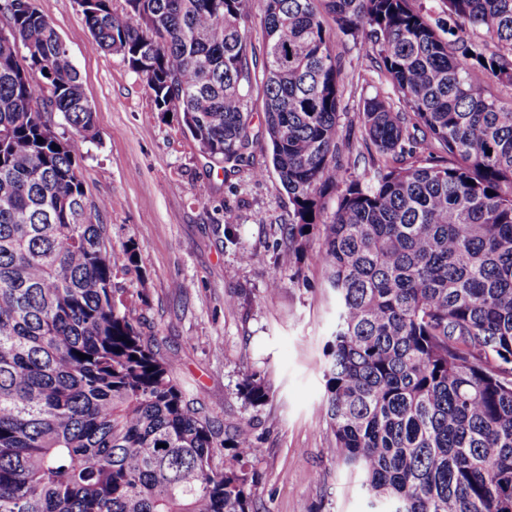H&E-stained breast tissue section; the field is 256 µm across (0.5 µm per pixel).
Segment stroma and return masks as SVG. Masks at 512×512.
Instances as JSON below:
<instances>
[{"mask_svg": "<svg viewBox=\"0 0 512 512\" xmlns=\"http://www.w3.org/2000/svg\"><path fill=\"white\" fill-rule=\"evenodd\" d=\"M36 5L64 41L95 110L98 135L77 160L87 194L117 201L100 216L114 250L129 242L137 248L138 274L119 281L126 310L158 339L214 420H251L254 512H369L368 498L336 461L321 412L335 295L320 268L305 264L299 279L276 260L290 204L268 169L261 96L252 97L250 152L266 176L252 178L245 165H209L179 116L158 112L121 56L90 51L77 0ZM229 211L237 217L230 227L223 222ZM243 250L253 262L240 261ZM273 277L280 288L270 293ZM176 281L188 283L186 293L174 292ZM231 293L238 304L228 309ZM255 370L271 388L258 407L238 392Z\"/></svg>", "mask_w": 512, "mask_h": 512, "instance_id": "obj_1", "label": "stroma"}]
</instances>
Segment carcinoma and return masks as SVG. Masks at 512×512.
Wrapping results in <instances>:
<instances>
[{"label": "carcinoma", "instance_id": "carcinoma-1", "mask_svg": "<svg viewBox=\"0 0 512 512\" xmlns=\"http://www.w3.org/2000/svg\"><path fill=\"white\" fill-rule=\"evenodd\" d=\"M263 2L260 64L246 0L79 5L94 50L215 164L244 161L262 95L291 205L278 259L299 275L319 240L336 296L322 413L359 487L384 512H512V100L478 82L512 86V0H442L444 23L414 0ZM0 12V512H254L251 422L219 438L121 310L106 225L84 218L112 201L79 171L95 111L64 42L34 0ZM335 29L390 88L350 116L369 181L342 161ZM239 392L269 400L257 371Z\"/></svg>", "mask_w": 512, "mask_h": 512}]
</instances>
